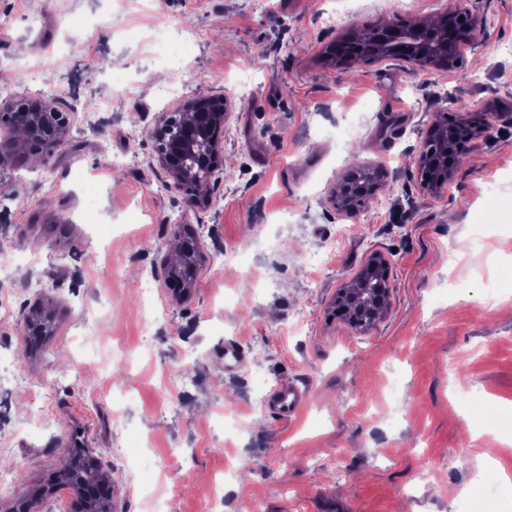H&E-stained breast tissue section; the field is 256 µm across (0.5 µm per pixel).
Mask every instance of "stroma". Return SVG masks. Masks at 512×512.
<instances>
[{
	"instance_id": "35a3bbf8",
	"label": "stroma",
	"mask_w": 512,
	"mask_h": 512,
	"mask_svg": "<svg viewBox=\"0 0 512 512\" xmlns=\"http://www.w3.org/2000/svg\"><path fill=\"white\" fill-rule=\"evenodd\" d=\"M271 2L0 0V107L41 85L72 115L53 155L0 165V460L17 472L0 512L77 449L111 476V512H220L227 491L229 512H512V482L483 493L512 474V0H470L460 71L322 59L453 0H349L332 28L337 0ZM201 96L228 108L191 207L152 132ZM443 102L492 127L432 194L414 158ZM357 163L389 180L348 215L333 192ZM178 224L200 255L182 298ZM375 253L389 304L358 331L333 302ZM39 305L56 327L35 350ZM291 381L311 396L282 423L264 401Z\"/></svg>"
}]
</instances>
